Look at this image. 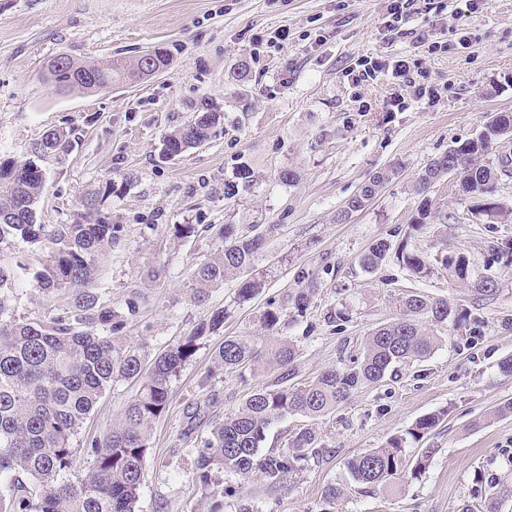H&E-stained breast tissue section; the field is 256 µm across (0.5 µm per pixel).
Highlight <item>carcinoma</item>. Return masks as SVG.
<instances>
[{"instance_id": "carcinoma-1", "label": "carcinoma", "mask_w": 512, "mask_h": 512, "mask_svg": "<svg viewBox=\"0 0 512 512\" xmlns=\"http://www.w3.org/2000/svg\"><path fill=\"white\" fill-rule=\"evenodd\" d=\"M60 63L49 69L55 89L88 93L136 79L147 58L139 54L129 61L80 64L64 55ZM195 114L194 125L181 126L164 137L163 155H180L217 136L221 114L213 105L205 101ZM484 130L476 138L449 147L418 173L414 188L422 199L412 229L418 231L434 218L428 193L448 176L455 178L459 192L466 197L478 199L495 192L506 160L500 156L493 164L486 156L494 145L512 140V122L488 123ZM71 136L70 130L56 129L31 148L42 146L50 157L60 160L72 147ZM396 175L394 167L373 174L338 212L337 220L345 222L364 210ZM46 182V169L35 152H29L22 162L0 159V478L9 481L8 489L0 491V512H140L139 490L153 425L167 411L173 379L202 342L224 327L227 310L212 311L208 320L159 353L150 368L144 369L139 349L121 336L127 316L138 311L136 304L129 301L127 312L115 311L101 303L96 293L102 257L120 241L123 225L96 216L103 198L95 192L82 199L84 212L70 223H37L36 204ZM252 182L248 167L237 168L232 178L224 180V198L250 190ZM218 238L220 245L191 274L190 297L202 303L208 297L207 289L247 272L249 276L238 285L236 302L255 298L264 288L268 270L255 274L250 270L264 249L266 231L259 224H223ZM19 240L42 255L34 275L36 287L46 292L73 290L77 296L74 309L38 319L16 317L11 289L29 270V264L13 255ZM488 250L512 263V242L492 240ZM392 253L417 277L444 273L449 280L467 285L477 305L496 298L499 292L495 277L472 278L467 257L446 247L423 255L379 240L360 254L358 266L372 274ZM316 293L317 283L309 279L282 301L267 302L259 314L261 326L274 331L285 314L293 322L305 317ZM396 301L397 316L366 336L360 354L339 357L338 364L305 385L288 384L299 349L287 337L275 336L262 345L251 336H230L215 349L213 360L219 370L256 375L277 369L280 374L252 392L235 413L214 423L209 436L195 449L192 471L211 500L208 512H222L226 492L215 485L214 469L221 467L243 479L259 473L275 489L306 471L311 461L326 452L311 423L288 438V447L265 451L263 444L275 421L301 416L313 422L334 412L358 388L379 385L398 376L401 366L427 359L441 342L434 333L436 326L452 321L471 330L479 327V321L459 310L452 297L411 292ZM132 379L140 382L136 394L105 437L88 441L92 461L83 477L70 481L79 429L108 388ZM506 416H512V399L494 406L471 427ZM442 419L441 413L423 416L406 433L391 436L385 445L349 458L350 480L366 489L389 492L399 482L419 478L435 449L425 448L408 462L405 445L410 440L422 441ZM511 493L505 485H489L480 494L478 505L464 503L457 512H501ZM343 495L342 488L328 486L316 512H335L336 501Z\"/></svg>"}]
</instances>
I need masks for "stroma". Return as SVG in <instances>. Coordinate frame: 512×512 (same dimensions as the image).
I'll use <instances>...</instances> for the list:
<instances>
[{"instance_id":"stroma-1","label":"stroma","mask_w":512,"mask_h":512,"mask_svg":"<svg viewBox=\"0 0 512 512\" xmlns=\"http://www.w3.org/2000/svg\"><path fill=\"white\" fill-rule=\"evenodd\" d=\"M389 11L390 0H0V156L24 159L31 142L61 127L75 140L62 160L45 165L38 223H67L85 194H104L103 213L124 232L102 261L101 299L119 311L137 301L123 334L144 359L213 310H228L220 333L172 382L169 407L153 428L141 512H207L190 457L212 420L273 378L212 372L211 353L228 336L265 340L260 311L297 288L299 275L313 276L318 293L304 319L277 329L300 349L298 384L336 365L341 352H360L372 329L395 317L398 293L454 297L470 307L461 285L438 274L410 277L393 257L375 273L362 272L358 256L379 239L428 254L445 246L462 252L474 274L492 272L500 292L478 308L479 334L443 331L429 358L352 393L316 424L331 455L283 489L271 490L256 475L245 480L215 470L214 481L227 489L224 512H238L248 500L259 512H310L331 484L344 490L340 512H456L475 500L478 480L512 487V417L470 426L512 398V379L497 367L512 355V331L500 325L502 315L512 314V266L490 264L488 254L489 241L512 239V219L485 223L474 200L445 180L429 197L447 224L419 231L410 224L420 202L413 188L419 171L454 142L477 135L488 114L512 113V0H477L462 13L450 0H414L398 33L387 27ZM282 29L289 33L284 42L275 38ZM154 46L170 48L172 61L141 82L61 93L48 79L46 64L59 54L96 63ZM367 58L383 72L353 80L350 70ZM399 58L413 62L415 81L431 87L433 99L410 95L386 71ZM243 60L251 77L241 85L233 69ZM204 99L223 112L222 134L163 160L164 136ZM243 163L256 184L225 199L224 180ZM393 165L398 177L363 211L337 221L368 177ZM286 166L299 174L290 186L277 177ZM177 224L204 230L183 240L173 232ZM221 224L273 225L257 261L272 273L249 302L235 303L236 285L227 282L197 304L190 274L216 248L214 228ZM73 303L71 290L45 293L27 276L11 305L16 316L36 319ZM342 307L350 320L339 333L328 317ZM137 389L132 380L107 389L77 443L108 432ZM439 410L444 420L405 449L410 459L419 448L435 450L419 480L383 496L349 479L348 458Z\"/></svg>"}]
</instances>
